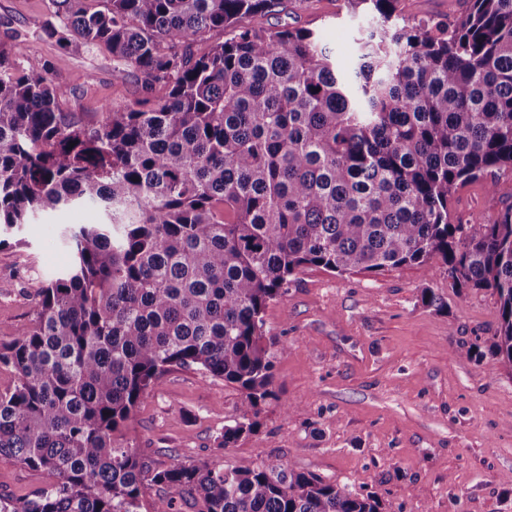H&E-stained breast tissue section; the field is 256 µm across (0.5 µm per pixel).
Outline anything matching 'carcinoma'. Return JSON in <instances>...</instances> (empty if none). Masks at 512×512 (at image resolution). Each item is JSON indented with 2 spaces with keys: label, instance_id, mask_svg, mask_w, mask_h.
<instances>
[{
  "label": "carcinoma",
  "instance_id": "1",
  "mask_svg": "<svg viewBox=\"0 0 512 512\" xmlns=\"http://www.w3.org/2000/svg\"><path fill=\"white\" fill-rule=\"evenodd\" d=\"M344 2L381 23L343 68L311 30L245 23L281 0H52L63 40L143 77L140 98L103 112L64 110L47 69L0 50V227L87 203L105 215L65 227L71 267L0 342L15 374L0 455L52 478L0 512H139L149 486L193 493L200 512H382L372 492L278 461L154 468L122 444L173 367L243 392L220 446L256 433L274 397L264 313L303 267L435 262L497 297L489 350L512 366V206L451 211L459 187L512 169V0H467L449 23Z\"/></svg>",
  "mask_w": 512,
  "mask_h": 512
}]
</instances>
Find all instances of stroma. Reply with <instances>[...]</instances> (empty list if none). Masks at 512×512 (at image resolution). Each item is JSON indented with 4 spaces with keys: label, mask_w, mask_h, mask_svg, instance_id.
I'll return each mask as SVG.
<instances>
[{
    "label": "stroma",
    "mask_w": 512,
    "mask_h": 512,
    "mask_svg": "<svg viewBox=\"0 0 512 512\" xmlns=\"http://www.w3.org/2000/svg\"><path fill=\"white\" fill-rule=\"evenodd\" d=\"M50 0H0V48L20 66L48 67L63 109L101 112L141 95L139 73L100 48L61 45ZM251 25L312 29L337 59L379 23L343 0H281ZM512 205V171L467 184L451 210L495 217ZM97 205L34 215L0 246V341L31 320L38 291L72 264L63 230L97 224ZM430 288L447 311L424 306ZM275 353L274 390L257 434L221 447L243 394L192 368L165 373L141 399L126 439L153 467L171 459L232 467L277 459L327 482L374 492L383 512H512V367L497 357L456 358L457 345H489L498 326L488 290H456L436 264L340 275L307 266L264 316ZM292 403L283 412L282 403ZM49 475L0 455V498L32 496Z\"/></svg>",
    "instance_id": "obj_1"
}]
</instances>
